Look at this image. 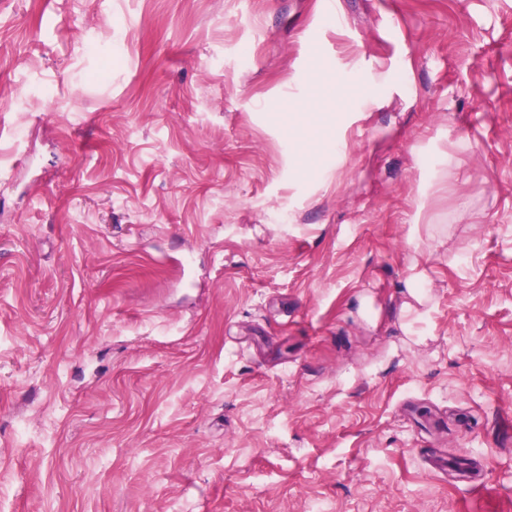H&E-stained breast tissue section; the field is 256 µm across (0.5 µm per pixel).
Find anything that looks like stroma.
<instances>
[{"mask_svg": "<svg viewBox=\"0 0 512 512\" xmlns=\"http://www.w3.org/2000/svg\"><path fill=\"white\" fill-rule=\"evenodd\" d=\"M335 2L0 0V512H512V0ZM415 165L424 175V201L428 197L427 190L431 189L433 182H441L446 177L450 178L455 175L460 166L458 159L450 154L442 152L438 158L430 159V157L419 150L415 153Z\"/></svg>", "mask_w": 512, "mask_h": 512, "instance_id": "1", "label": "stroma"}]
</instances>
